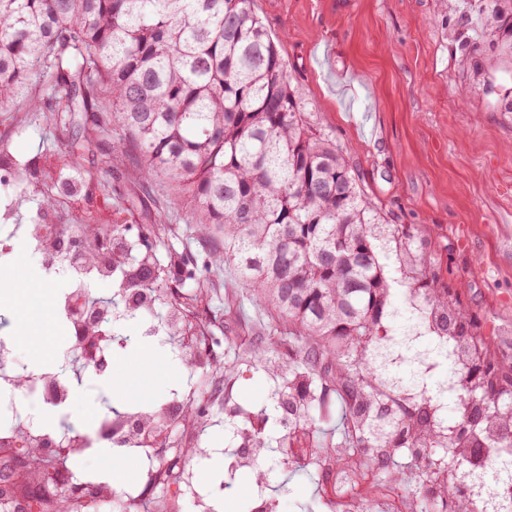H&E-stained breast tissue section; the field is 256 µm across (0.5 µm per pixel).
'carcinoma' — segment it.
<instances>
[{"label":"carcinoma","mask_w":512,"mask_h":512,"mask_svg":"<svg viewBox=\"0 0 512 512\" xmlns=\"http://www.w3.org/2000/svg\"><path fill=\"white\" fill-rule=\"evenodd\" d=\"M484 0L476 27L512 49V12ZM253 0H0V114L22 120L50 90L56 112H86L92 126L133 143L143 174L167 183L224 243V263L251 287L252 302L287 331L276 346L251 352L256 368L288 381V415L307 426L312 445L323 409L342 399L333 444L361 448L379 470L399 448H480L494 429L512 444V358L463 313L411 228L382 224L352 167L308 127L291 75ZM62 184L45 181L39 206L57 207ZM86 261L100 258L101 235L85 227ZM395 251L409 287L429 300L436 327L459 340L467 403L442 436L431 406L410 409L389 398L368 356L393 304L380 252ZM112 264L133 268L129 296L155 295V277L112 247ZM211 336H194L191 359L222 369ZM31 483L56 467L28 449ZM424 506L445 497L470 512L448 482L414 484ZM36 512H81L57 491Z\"/></svg>","instance_id":"cac0c4a2"}]
</instances>
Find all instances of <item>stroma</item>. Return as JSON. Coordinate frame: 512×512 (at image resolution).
<instances>
[{
  "label": "stroma",
  "instance_id": "35a3bbf8",
  "mask_svg": "<svg viewBox=\"0 0 512 512\" xmlns=\"http://www.w3.org/2000/svg\"><path fill=\"white\" fill-rule=\"evenodd\" d=\"M472 0H254V9L272 36L281 37L292 83L313 131L342 150L362 190L377 204L385 223L415 228L423 252L445 285L458 291L469 315L512 356V52L477 37L464 14ZM83 143L77 165H68L71 142ZM0 148L14 161L38 172L59 168L80 188L60 202L55 223L73 217L111 234L126 224L131 260L149 257L170 296L152 312L128 316L117 286L96 281L89 292L111 300L112 333L121 341L122 374L140 387L136 402L159 408L194 397L204 400L201 422H172L161 443L170 448L204 447V456L183 459L188 484L210 492L224 512H259L262 501L273 512H331L324 484L336 476L323 465V449L280 445L288 422L279 405L282 388L250 367L249 352L272 342L269 319L248 300L249 288L232 266L200 268L182 281L170 263L189 251L208 258L222 246L191 224L170 188L145 180L133 144L113 150L111 133L94 131L81 113H60L42 104L23 123L0 121ZM151 227L153 247L144 250L136 228ZM35 247L15 253V274L32 273L33 294L25 313L0 301V334L13 336L15 356L30 363L32 336L57 321L64 281L37 277ZM188 311L197 332L234 337L225 358L231 374L192 365L188 355L165 343L170 308ZM153 343L149 376H136L129 349ZM91 383L70 415L72 432L94 429L128 397ZM267 415L266 431L278 443L254 466L217 467L240 453L237 431L246 418Z\"/></svg>",
  "mask_w": 512,
  "mask_h": 512
}]
</instances>
